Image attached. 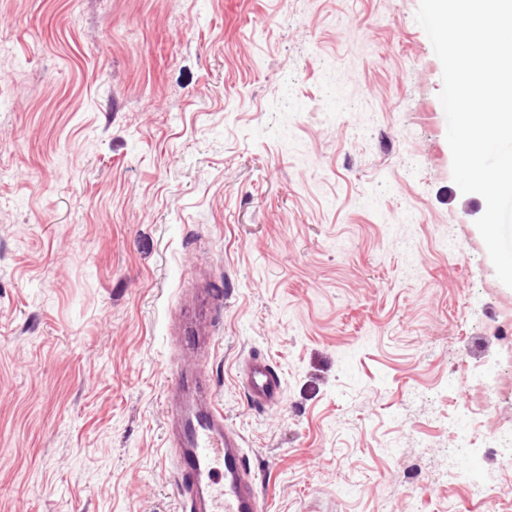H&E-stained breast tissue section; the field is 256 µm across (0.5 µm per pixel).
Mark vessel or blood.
Instances as JSON below:
<instances>
[{
    "label": "vessel or blood",
    "instance_id": "b4317fda",
    "mask_svg": "<svg viewBox=\"0 0 512 512\" xmlns=\"http://www.w3.org/2000/svg\"><path fill=\"white\" fill-rule=\"evenodd\" d=\"M207 376V369L202 368L194 380L179 376L172 386L189 406L188 411L176 414L173 439L187 512H264L244 440L225 422L215 398L204 389ZM242 384L252 405H274L282 399L281 380L263 357L248 359Z\"/></svg>",
    "mask_w": 512,
    "mask_h": 512
}]
</instances>
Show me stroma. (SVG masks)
<instances>
[{
    "label": "stroma",
    "mask_w": 512,
    "mask_h": 512,
    "mask_svg": "<svg viewBox=\"0 0 512 512\" xmlns=\"http://www.w3.org/2000/svg\"><path fill=\"white\" fill-rule=\"evenodd\" d=\"M419 0H0V512H183L181 312L265 512H481L457 379L512 325ZM267 357L283 398L240 382Z\"/></svg>",
    "instance_id": "35a3bbf8"
}]
</instances>
